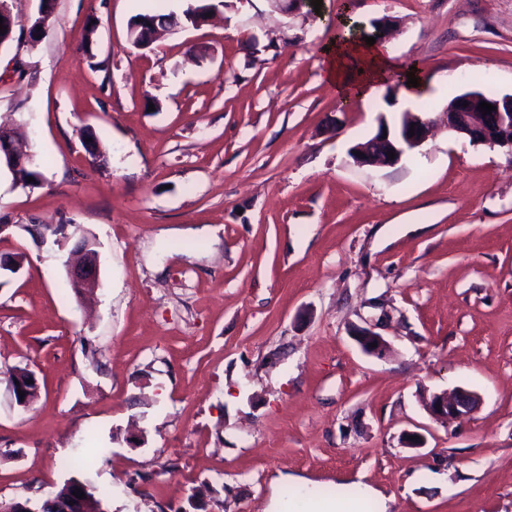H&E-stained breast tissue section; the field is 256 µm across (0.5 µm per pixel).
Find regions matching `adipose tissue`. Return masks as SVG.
<instances>
[{"label":"adipose tissue","mask_w":512,"mask_h":512,"mask_svg":"<svg viewBox=\"0 0 512 512\" xmlns=\"http://www.w3.org/2000/svg\"><path fill=\"white\" fill-rule=\"evenodd\" d=\"M327 46L324 77L345 100L354 94H373L391 75L402 70L401 65L378 42L370 45L335 37L328 41ZM302 486L307 490L303 504L282 505L277 512H361V503L376 495L374 489L358 482L348 498L332 504L317 499L315 492L310 489V481H303Z\"/></svg>","instance_id":"adipose-tissue-1"}]
</instances>
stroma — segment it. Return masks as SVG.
<instances>
[{
  "mask_svg": "<svg viewBox=\"0 0 512 512\" xmlns=\"http://www.w3.org/2000/svg\"><path fill=\"white\" fill-rule=\"evenodd\" d=\"M193 2L55 0L36 46L0 48V122L44 162L34 187L0 173V256L26 254L0 275V498H38L93 447L111 512H267L281 472L366 483L389 512H512V150L440 129L355 164L400 90L343 104L321 53L339 12L358 36L395 19L388 51L425 69L413 113L436 117L512 94V0H224L133 47L136 13ZM38 224L95 238L92 302ZM369 326L388 355L361 350ZM10 368L36 376L28 409ZM458 387L477 411L433 418Z\"/></svg>",
  "mask_w": 512,
  "mask_h": 512,
  "instance_id": "35a3bbf8",
  "label": "stroma"
}]
</instances>
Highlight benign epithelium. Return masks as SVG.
<instances>
[{
    "label": "benign epithelium",
    "instance_id": "1",
    "mask_svg": "<svg viewBox=\"0 0 512 512\" xmlns=\"http://www.w3.org/2000/svg\"><path fill=\"white\" fill-rule=\"evenodd\" d=\"M42 8L38 9L36 25L28 29V44L36 46L46 30L48 0H39ZM479 97L472 93L459 96L448 105L445 117L439 119H414L398 126L397 132H392L389 124L383 118L379 119L378 129L369 143H359L352 148L355 163L362 166H394L404 156L419 148L430 136L437 125H442L455 137L467 140L472 144L481 143L490 147L500 146L512 149V94L490 101L496 111L483 114L476 108ZM414 134H409V129ZM395 153V158H388L387 152ZM35 163L31 146L27 140L18 136L15 128L0 125V169L29 168ZM67 280L71 288L80 296L95 292L100 286L99 252L92 249L91 244L83 245L75 242L73 251L68 253L63 261ZM356 341L362 351L367 354L380 356L387 350L386 340L371 328L358 330ZM32 387L27 388L9 383L15 403L26 408L30 404L31 394L38 393V383L33 373H28ZM25 395H19V392ZM478 394L466 388H459L453 394L435 393L428 404L430 415L438 420L453 421L473 413L478 407ZM81 489L83 498L73 495L75 489ZM92 486L88 482H70L64 490L53 486L37 500L31 498H15L9 501L0 500V512H43L44 505L52 504L57 496L64 494L73 505L64 512H110L102 504H93L90 496Z\"/></svg>",
    "mask_w": 512,
    "mask_h": 512
}]
</instances>
